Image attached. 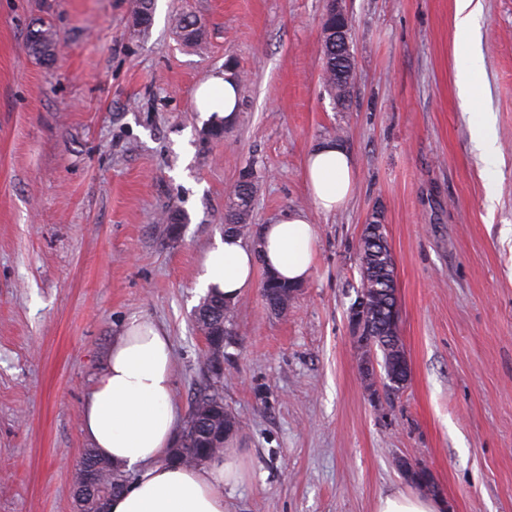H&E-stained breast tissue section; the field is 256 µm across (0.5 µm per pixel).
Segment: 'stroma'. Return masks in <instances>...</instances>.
Wrapping results in <instances>:
<instances>
[{"label": "stroma", "mask_w": 512, "mask_h": 512, "mask_svg": "<svg viewBox=\"0 0 512 512\" xmlns=\"http://www.w3.org/2000/svg\"><path fill=\"white\" fill-rule=\"evenodd\" d=\"M355 76L339 110L322 80L327 0H0V512H74L79 413L135 318L169 334L174 402L206 382L193 312L227 193L260 172L254 228L308 211L311 277L287 315L260 288L224 341L225 408L245 460L225 512H375L421 462L442 512H512V0H479L482 156L455 86V0H342ZM202 24L186 43L180 15ZM56 34L52 62L28 50ZM234 65L240 108L207 134L196 86ZM342 131L356 179L315 211L307 153ZM185 219L163 223L167 210ZM381 212L410 380L373 401L348 323L356 247ZM28 47L34 57L50 62L55 57L54 33L51 27L40 24L33 27L27 37Z\"/></svg>", "instance_id": "1"}]
</instances>
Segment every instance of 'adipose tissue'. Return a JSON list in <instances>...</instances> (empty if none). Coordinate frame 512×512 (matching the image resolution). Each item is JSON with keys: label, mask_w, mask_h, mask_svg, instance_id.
Masks as SVG:
<instances>
[{"label": "adipose tissue", "mask_w": 512, "mask_h": 512, "mask_svg": "<svg viewBox=\"0 0 512 512\" xmlns=\"http://www.w3.org/2000/svg\"><path fill=\"white\" fill-rule=\"evenodd\" d=\"M474 0H456L453 19L455 84L458 97L476 117L472 134L487 154L496 135L480 108L475 72L480 35ZM240 82L233 71L212 72L195 92L200 111L232 124ZM304 178L315 208L332 213L345 207L355 182V161L336 141L326 140L306 156ZM317 228L308 212L291 210L260 229L259 245L228 235L209 249L200 278L203 290L238 299L254 287L256 266L281 279L302 283L315 262ZM172 343L149 319L128 323L114 340L105 367L87 393L79 427L92 448L114 464L136 472L135 481L114 496L110 512H224V488L238 483L245 464L235 448L204 467L175 466L164 458L174 443L179 412L174 403Z\"/></svg>", "instance_id": "ef3b65f1"}]
</instances>
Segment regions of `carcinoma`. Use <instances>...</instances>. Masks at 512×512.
Returning a JSON list of instances; mask_svg holds the SVG:
<instances>
[{
	"label": "carcinoma",
	"instance_id": "carcinoma-1",
	"mask_svg": "<svg viewBox=\"0 0 512 512\" xmlns=\"http://www.w3.org/2000/svg\"><path fill=\"white\" fill-rule=\"evenodd\" d=\"M178 27L183 38L195 43L201 33V25L195 17L184 14L178 19ZM28 47L34 57L50 62L55 57L54 33L51 27L39 25L30 30ZM323 76L326 88L336 106L346 107L354 80L352 56L336 60V52L330 47L329 36H324ZM257 182L253 168L243 171L241 178L231 192L224 212V232L236 235L250 225L252 200ZM359 287L357 294L363 295L361 312L368 336L366 346H372L382 354L383 385L391 395L405 388L410 373L404 371L397 378L392 376L402 361L406 360L403 342L399 334V323L393 319V309L397 307L395 263L387 243L385 226L380 215L375 213L358 241ZM233 306L219 294L205 296L197 306L195 320L210 331L232 329L234 325ZM209 371L211 384L199 391L191 401L181 437L180 448L183 455L195 460V466L202 467L212 459L223 455L219 428L215 415L224 411V397L220 386L223 377ZM98 467L100 471L99 491L114 496L125 491L132 483V475L112 466L93 449L85 451L80 468Z\"/></svg>",
	"mask_w": 512,
	"mask_h": 512
}]
</instances>
